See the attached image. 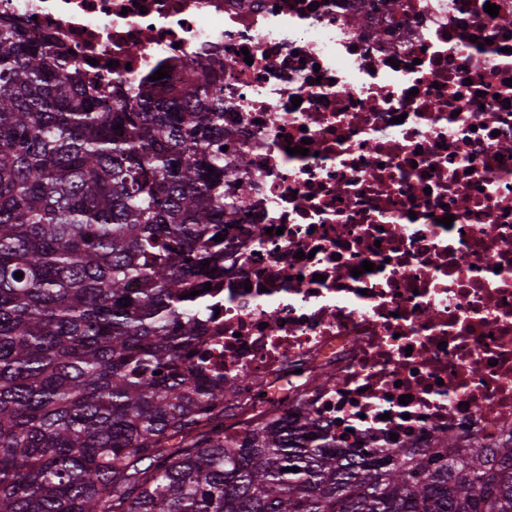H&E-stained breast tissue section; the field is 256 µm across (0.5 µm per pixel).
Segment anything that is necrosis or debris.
I'll use <instances>...</instances> for the list:
<instances>
[{
	"mask_svg": "<svg viewBox=\"0 0 512 512\" xmlns=\"http://www.w3.org/2000/svg\"><path fill=\"white\" fill-rule=\"evenodd\" d=\"M0 15L131 99L189 89L201 66L223 84L224 192L246 204L203 347L247 408L312 415L347 450L512 437V0H0ZM326 368L335 384H312Z\"/></svg>",
	"mask_w": 512,
	"mask_h": 512,
	"instance_id": "necrosis-or-debris-1",
	"label": "necrosis or debris"
}]
</instances>
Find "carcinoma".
I'll return each instance as SVG.
<instances>
[{"label":"carcinoma","mask_w":512,"mask_h":512,"mask_svg":"<svg viewBox=\"0 0 512 512\" xmlns=\"http://www.w3.org/2000/svg\"><path fill=\"white\" fill-rule=\"evenodd\" d=\"M99 96L0 16V512H512V437L448 458L344 453L310 416L204 429L238 406L195 363L240 205L224 88Z\"/></svg>","instance_id":"cac0c4a2"}]
</instances>
